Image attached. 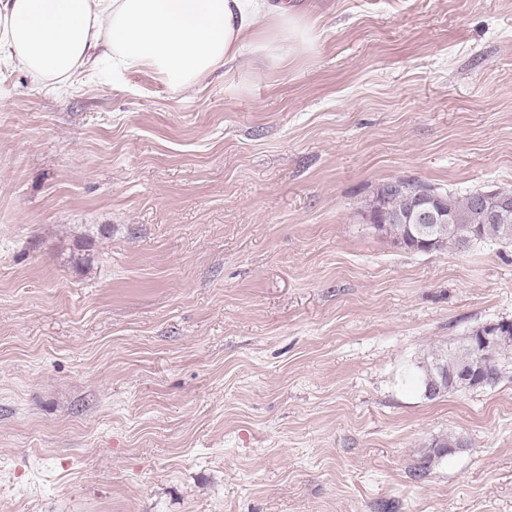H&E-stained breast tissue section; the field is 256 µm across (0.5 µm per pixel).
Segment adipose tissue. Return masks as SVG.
I'll return each mask as SVG.
<instances>
[{
    "instance_id": "adipose-tissue-1",
    "label": "adipose tissue",
    "mask_w": 512,
    "mask_h": 512,
    "mask_svg": "<svg viewBox=\"0 0 512 512\" xmlns=\"http://www.w3.org/2000/svg\"><path fill=\"white\" fill-rule=\"evenodd\" d=\"M311 37L287 0H0V63L62 91L105 58L113 75L149 70L183 94L227 66L277 63Z\"/></svg>"
}]
</instances>
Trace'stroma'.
Segmentation results:
<instances>
[{
    "mask_svg": "<svg viewBox=\"0 0 512 512\" xmlns=\"http://www.w3.org/2000/svg\"><path fill=\"white\" fill-rule=\"evenodd\" d=\"M292 2L311 44L186 95L0 69V512H512V362L410 381L512 321V247L363 219L512 190V0ZM366 204L367 216L368 210L373 212L375 217H386L384 227L377 233L387 239L394 247L411 251L426 253L438 251L448 246H453L458 251L465 252L476 243H482L485 240L496 241L502 245L512 246V190H489L475 191L462 199H458L447 194L436 195L434 198L435 211L440 216H447L445 223L438 222L437 215L433 212V199L426 190H420L410 198L409 222H417L421 218L427 221H437L434 225L433 235L430 239L431 228L428 224H417L416 233L412 224H407L394 219L399 214L406 215L408 198L405 195L404 188L426 186L428 190L434 192V188L418 181L406 178H396L383 184ZM385 186H392L388 189ZM385 188V189H384ZM401 188V189H400ZM380 189L386 192L381 197ZM484 194L492 207L501 204L504 201L503 211L494 218H488L482 209L476 207L475 194ZM379 199V200H378ZM422 242H419V241ZM426 244H425V243ZM512 326L510 321L488 322L480 330V336H474V348L482 351L484 347L493 345L486 351L479 360L475 352L465 345L453 350L441 347L432 348L425 355L423 367L420 374L411 376L414 383H419L424 389L425 395L431 399L444 396L450 391H462L467 389L492 388L498 384L502 374V361L512 359ZM508 331H510L509 336ZM497 339L494 341L495 337ZM479 337V338H478ZM467 367L469 372L467 385L464 381L458 380L456 373ZM440 383V390L431 392L437 383ZM461 446V441L453 436H448L435 442L424 456L423 461L419 466V470L422 471L426 469L435 459L441 458L451 453L453 448H460Z\"/></svg>",
    "mask_w": 512,
    "mask_h": 512,
    "instance_id": "35a3bbf8",
    "label": "stroma"
}]
</instances>
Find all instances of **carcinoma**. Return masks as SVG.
I'll list each match as a JSON object with an SVG mask.
<instances>
[{
	"instance_id": "obj_1",
	"label": "carcinoma",
	"mask_w": 512,
	"mask_h": 512,
	"mask_svg": "<svg viewBox=\"0 0 512 512\" xmlns=\"http://www.w3.org/2000/svg\"><path fill=\"white\" fill-rule=\"evenodd\" d=\"M387 185L390 189L380 198L372 196L366 209L384 218V227L378 235L397 248L426 253L453 246L456 250L465 252L474 244L486 240L512 246V190L496 189L484 192L491 205H503V211L492 219L476 207L473 192L461 199L449 194L436 195L435 211L440 216L448 217V221L434 223V242L425 244L418 241L413 225L395 219V216L404 215L407 211L408 198L404 188L418 187L420 182L396 178L387 182ZM508 358L512 359V332L507 336L497 337L479 359L465 344L453 350L436 347L428 351L421 373L411 376V380L420 384L431 399L444 396L450 391L492 388L500 381L502 361ZM467 367L472 368V372L468 373V382L464 383L458 380L457 372ZM461 446V441L453 436L435 442L424 456L419 470L426 469L434 460Z\"/></svg>"
}]
</instances>
